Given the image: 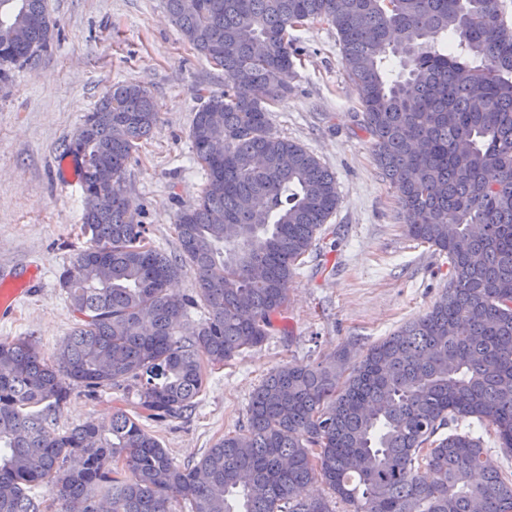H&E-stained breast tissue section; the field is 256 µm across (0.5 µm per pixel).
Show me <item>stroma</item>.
Masks as SVG:
<instances>
[{
	"label": "stroma",
	"mask_w": 512,
	"mask_h": 512,
	"mask_svg": "<svg viewBox=\"0 0 512 512\" xmlns=\"http://www.w3.org/2000/svg\"><path fill=\"white\" fill-rule=\"evenodd\" d=\"M47 8L52 48L13 68L0 87V269L38 270L14 314L0 316V341L35 337L48 358L76 323L59 275L88 245L81 185L62 178L65 141L110 85L150 88L159 120L133 152L126 183L148 241L177 254L176 214L206 183L189 128L204 97L223 92L224 71L182 37L164 0H47ZM288 35L300 50L296 76L291 93L270 108L271 127L334 172L338 204L296 267L285 332L208 370L189 417L147 422L181 465L246 428L252 392L274 368L317 364L341 351L355 365L368 346L428 312L448 286L447 257L409 238L398 218L397 195L360 128L335 30L309 22ZM134 398L123 388H74L55 427L109 419Z\"/></svg>",
	"instance_id": "1"
}]
</instances>
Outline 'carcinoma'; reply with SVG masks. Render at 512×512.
Wrapping results in <instances>:
<instances>
[{
  "label": "carcinoma",
  "instance_id": "1",
  "mask_svg": "<svg viewBox=\"0 0 512 512\" xmlns=\"http://www.w3.org/2000/svg\"><path fill=\"white\" fill-rule=\"evenodd\" d=\"M185 40L222 51L224 92L189 131L206 172L176 214L179 254L146 242L127 162L158 122L151 91L109 87L65 144L90 246L59 281L77 318L53 358L32 336L0 342V512H334L296 490L317 477L352 512H512V480L483 442L441 430L474 418L512 453V25L501 0H165ZM336 30L362 128L415 240L448 256V291L423 316L317 366L275 368L245 430L176 464L145 420L180 418L221 365L286 318L297 262L336 210V177L270 129L296 51L288 28ZM46 0H0V85L46 52ZM112 184L100 183L101 171ZM111 194L106 207L98 206ZM195 295L168 286L185 264ZM205 318L186 327L189 309ZM76 386L133 387L135 410L64 432ZM37 488L50 498L31 495Z\"/></svg>",
  "mask_w": 512,
  "mask_h": 512
}]
</instances>
